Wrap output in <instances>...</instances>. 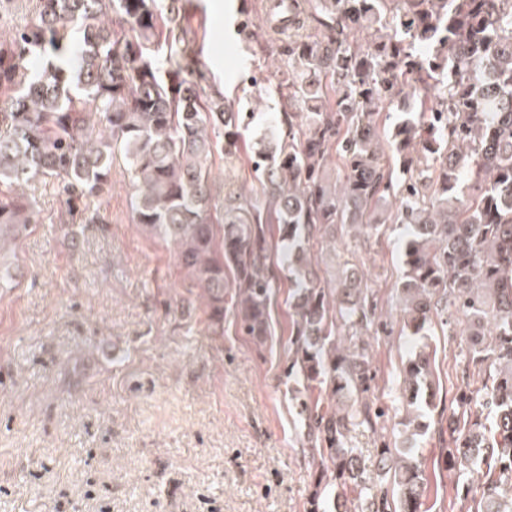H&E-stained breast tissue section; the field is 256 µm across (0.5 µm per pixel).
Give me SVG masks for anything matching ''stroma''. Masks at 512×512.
<instances>
[{
  "label": "stroma",
  "mask_w": 512,
  "mask_h": 512,
  "mask_svg": "<svg viewBox=\"0 0 512 512\" xmlns=\"http://www.w3.org/2000/svg\"><path fill=\"white\" fill-rule=\"evenodd\" d=\"M180 0L179 20L206 26L190 50L203 88L234 103L259 91L246 83L265 65L236 35L240 8L265 0ZM43 223L11 243L0 264V512H307L315 466L304 447L285 375L292 311L287 281L271 302L273 336L255 344L232 309L216 336L171 247L132 224L133 190L122 158L103 197L105 222L60 231L61 199L34 183ZM404 225L375 234L350 226L312 249L323 281L363 270L374 323L365 332L371 393L393 414L376 431L357 427L353 447L375 472L381 439H401L398 379L410 353L397 284ZM427 341L436 351L437 407L417 452L426 466L427 512H467L456 477L433 463L469 362L468 320L440 304Z\"/></svg>",
  "instance_id": "stroma-1"
}]
</instances>
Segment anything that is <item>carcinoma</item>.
I'll list each match as a JSON object with an SVG mask.
<instances>
[{"label": "carcinoma", "mask_w": 512, "mask_h": 512, "mask_svg": "<svg viewBox=\"0 0 512 512\" xmlns=\"http://www.w3.org/2000/svg\"><path fill=\"white\" fill-rule=\"evenodd\" d=\"M271 2L264 25L243 12L237 26L251 45L263 30L288 38L283 63L250 79L279 107L247 146L264 99L239 107L192 80L179 0H39L0 40V254L5 237L42 221L26 192L37 178L63 200L57 223L104 221L89 202L111 191L119 153L134 185L132 222L172 245L220 336L232 271L239 329L261 345L279 279L273 255L288 245L286 374L301 437L319 455L308 512H324L328 494L344 512L362 497L367 512H422L425 463L412 446L435 408L430 355L420 349L402 364L408 447L381 442L375 479L349 433L376 429L388 409L368 395L364 340L345 349L334 339L368 330L373 306L358 268L329 286L311 257L338 224L407 225L404 328L424 335L451 299L475 328L470 361L483 374L481 388L464 380L458 389L461 419L437 467L480 474L456 484L474 512H512V0ZM163 44L177 50L162 58ZM35 53L52 57L37 74L27 67ZM384 112L395 113L386 131ZM215 156L246 157L257 188L217 186Z\"/></svg>", "instance_id": "1"}]
</instances>
